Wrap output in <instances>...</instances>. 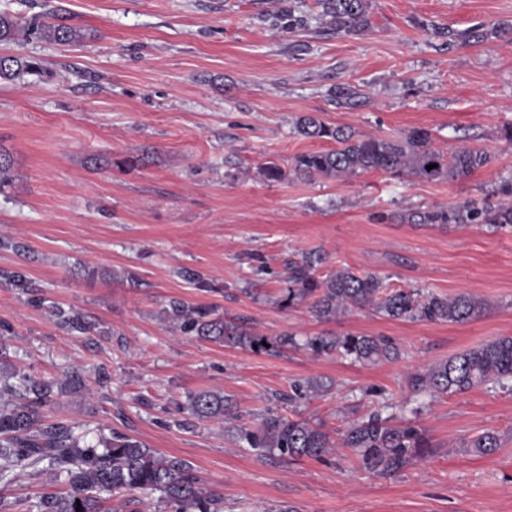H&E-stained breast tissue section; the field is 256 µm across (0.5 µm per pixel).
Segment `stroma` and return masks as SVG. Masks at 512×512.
<instances>
[{"label":"stroma","instance_id":"obj_1","mask_svg":"<svg viewBox=\"0 0 512 512\" xmlns=\"http://www.w3.org/2000/svg\"><path fill=\"white\" fill-rule=\"evenodd\" d=\"M315 15L318 0H0V13L44 16L75 43H0L43 71L0 80V153L11 160L0 191V269L25 272L45 303L0 283V325L11 363L57 379L78 373L52 417L76 433L118 431L189 462L224 498V512H512V393L476 387L430 397L407 378L499 337H512V231L485 224L430 226L410 214L472 201L496 205L512 180V0H370L371 24L339 35L319 24L284 32L267 16ZM479 27L480 43L458 42ZM357 89L351 108L333 99ZM318 114L366 136L421 127L436 148H485L488 167L428 182L365 171L341 179L292 175L293 158L322 141L293 131ZM274 162L288 177L259 173ZM321 252L317 273L347 268L391 288L463 292L485 301L463 323L392 320L358 309L318 320L308 305H280L286 265ZM210 305L276 338L388 336L392 363L353 364L302 349L257 353L176 330L170 301ZM92 329L60 328L52 306ZM328 389L298 406L292 384ZM385 389L416 408L432 450L392 477L360 469L349 449L327 461L288 462L238 447L232 425L179 409L202 390L230 395L247 426L267 411L323 422L339 436ZM501 447H464L483 432ZM29 471L1 492L28 512L64 490Z\"/></svg>","mask_w":512,"mask_h":512}]
</instances>
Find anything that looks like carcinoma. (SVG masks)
I'll return each mask as SVG.
<instances>
[{
  "mask_svg": "<svg viewBox=\"0 0 512 512\" xmlns=\"http://www.w3.org/2000/svg\"><path fill=\"white\" fill-rule=\"evenodd\" d=\"M321 12L313 17H295L286 11V29H306L309 20L322 22L336 34H351L369 25V0H319ZM37 39L66 43L75 40V30L41 21L23 20L0 13V42ZM41 69L38 60L12 56L0 63V80H16ZM295 132L310 139L335 143L327 150L301 153L294 159L292 172L303 179H336L363 171H381L394 177L416 176L427 181L466 177L487 167L492 155L482 149L455 148L445 152L432 145L431 132L412 128L398 136H365L344 126H332L318 115L296 119ZM434 168L427 169L428 165ZM498 229L512 230V201L485 209L465 202L448 210L417 215L419 224H467L479 217ZM323 256L318 251L303 254L288 263V288L281 299L284 307L302 302L321 321L349 311L368 307L389 319L463 323L478 316L483 300L472 294L454 297L433 292L389 288L378 277L342 269L321 280L316 276ZM0 279L21 294L33 296L32 283L17 270H0ZM172 314L186 336L233 346L277 351L303 348L314 355H335L352 363L393 362L402 351L387 336L345 334L307 336L302 340L285 333L271 342L247 332L233 320H226L216 309L173 300ZM58 324L68 330L86 333L91 329L83 317L61 307L55 308ZM83 386L78 374L62 380H41L10 363L6 348L0 346V484L14 482L27 468L50 473L66 482L67 491H46L30 505L29 512H108L103 494H159L171 512H223L222 499L208 489L186 460L161 456L154 449L129 435L112 431L94 442L75 434L63 421L47 420L46 410L54 398ZM479 386L512 391V337H501L471 348L438 364L418 370L408 377L415 393L434 395L461 393ZM327 390L317 379L296 383L289 402H303ZM374 398L372 410L348 423L340 444L354 454L358 465L377 476L396 475L430 453L426 433L413 420L392 413L394 404L383 389L368 391ZM236 406L218 391L204 390L189 395L182 410L198 418H233ZM236 441L261 456L276 455L298 461L323 460L335 447L321 425L294 420L269 412L260 425L236 429ZM467 447L487 455L500 448L498 435L486 431Z\"/></svg>",
  "mask_w": 512,
  "mask_h": 512,
  "instance_id": "cac0c4a2",
  "label": "carcinoma"
}]
</instances>
